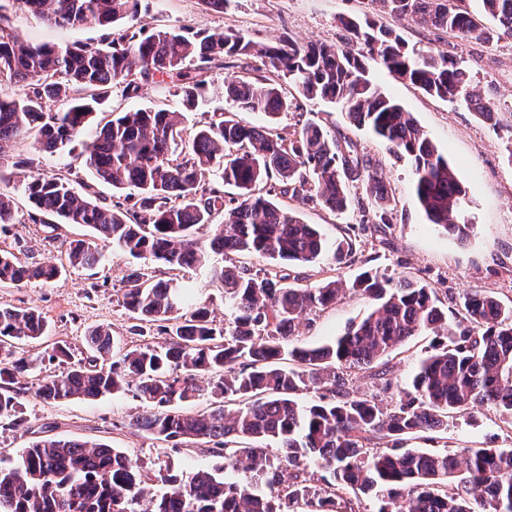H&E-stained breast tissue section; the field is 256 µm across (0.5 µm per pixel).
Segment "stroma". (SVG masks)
I'll return each instance as SVG.
<instances>
[{"mask_svg": "<svg viewBox=\"0 0 512 512\" xmlns=\"http://www.w3.org/2000/svg\"><path fill=\"white\" fill-rule=\"evenodd\" d=\"M369 10L368 0H238L232 9L218 14L200 0H142L143 22L151 28L186 25L196 30L232 28L261 42L292 37L300 42L338 43L342 32L339 17H361ZM0 14L26 42L72 45L100 41L102 27H55L40 16L16 9L13 0H0ZM378 26L395 30L408 49L417 52L444 50L465 66L473 87L497 114L489 124L477 112L460 102L432 98L410 83L391 76L375 59L365 66L374 84L412 112L437 147L447 155L461 176L466 195L458 209L461 221L469 224L466 241L449 237L442 228L429 224L413 193L410 165L391 156L385 146L364 129L350 124L344 111L319 100H302L300 109H288L275 117L261 112H237L223 95L210 96L199 111L189 113V124L208 122L212 113L233 112L246 125H266L290 138L306 122H316L353 143L359 156L377 170L391 192L390 221L364 222L357 203L346 210L332 211L314 202L281 197L282 205L302 222L317 225L329 243L351 242L348 263L332 264L321 259L306 265L285 264L281 274L286 284L311 288L330 278L351 280L365 270L393 276H409L434 288L449 321L459 318L456 302L460 295L478 290L512 305V39H469L458 42L447 33L422 27L407 19L378 14ZM33 158L35 168L45 173L69 174L75 186L91 185L105 202L125 205L124 192L94 180L76 156L50 157L36 153L32 140H20L0 156V168L10 169L18 156ZM14 198V221L0 228V249L13 252L24 262L60 261L64 241L84 237L87 229L77 224H36L32 207L17 182L0 188ZM134 261L116 250H107L95 273L80 268L67 272L49 284L31 282L0 288V303L38 308L48 325V335L29 345L35 364L21 377L23 427L0 423V460L13 459L16 452L43 438L81 439L102 442L123 451L142 473L154 476L178 474L195 468L225 469L224 459L208 451L206 445L186 443L179 447L152 439L132 428L133 417L146 407L133 396H107L93 401L72 400L47 404L34 396L39 379L66 371L68 364L86 362L91 352L85 342L87 332L99 325L112 328L120 346L130 348L139 338L131 334L134 323L122 305L125 277ZM373 299L353 295L302 321L295 344L314 346L340 335L352 322L370 314ZM63 342L70 348L68 362L53 358L52 346ZM430 339L410 338L391 354L382 367L393 385H402L415 371L428 349ZM386 379V380H387ZM444 445L451 448H507L512 433L504 427L497 411L476 410L449 429Z\"/></svg>", "mask_w": 512, "mask_h": 512, "instance_id": "stroma-1", "label": "stroma"}]
</instances>
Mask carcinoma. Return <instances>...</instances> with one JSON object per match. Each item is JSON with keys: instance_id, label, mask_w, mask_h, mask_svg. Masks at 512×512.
<instances>
[{"instance_id": "cac0c4a2", "label": "carcinoma", "mask_w": 512, "mask_h": 512, "mask_svg": "<svg viewBox=\"0 0 512 512\" xmlns=\"http://www.w3.org/2000/svg\"><path fill=\"white\" fill-rule=\"evenodd\" d=\"M56 27L94 24L107 30L98 43H24L0 15V153L16 139L35 149L79 157L92 176L134 200L111 206L64 174L32 171L24 192L41 224H80L87 239L69 242L71 267L94 269L104 250L173 271L155 280L146 268L126 279L123 306L137 320L133 334L155 325L170 336L114 351L109 325L88 331L92 363L43 377L35 397L46 403L95 400L132 392L149 411L133 426L164 442L203 441L224 457V470L243 469L254 485L197 469L183 478L159 475L154 490L137 464L106 443L44 438L0 465V512H361L364 495L375 512H512V448H404L409 435L431 441L458 417L490 406L512 429V306L478 291L458 302L461 319L448 326V309L418 279L369 271L353 281L326 280L312 288L283 284L284 262L313 263L327 254L342 263L351 249L328 241L272 198V192L316 201L331 210L351 202L350 184L367 179L369 202L360 205L374 224L389 223L391 196L382 177L367 170L353 145L307 122L291 139L266 126H245L215 112L186 131V113L210 91L238 108L273 118L291 107L288 87L308 100L339 105L349 121L369 128L398 158L413 164L415 196L430 223L463 241L469 225L451 219L466 195L458 172L412 113L383 94L363 58L378 59L396 79L441 100H462L491 120L470 75L444 50L414 53L404 39L368 18L340 19L339 45L300 44L283 37L255 41L239 31L147 29L140 0H16ZM379 11L409 18L459 39L512 38V0H481L488 29L452 0H370ZM261 60L262 74L249 61ZM241 69L217 86L216 71ZM167 84L183 109L163 106L118 112L105 123L112 89L133 98L147 84ZM261 184L270 186L260 193ZM238 189L227 200L224 186ZM221 223H215L217 216ZM208 230L207 239L196 234ZM248 253L265 259L264 272L229 267L222 257ZM208 267L210 284L234 314V327H214L204 304L193 303L179 272ZM63 266L26 263L0 250V287L50 283ZM378 307L345 332L317 346L291 336L307 315L349 294ZM433 336L428 354L387 404L355 390L344 370L379 379L378 364L413 336ZM47 335L32 308L0 305V421L22 425L21 391L13 384L32 369L24 347ZM310 394L304 403L299 396ZM208 396V407L188 406ZM277 445L276 461L263 443ZM323 472L314 479L311 468Z\"/></svg>"}]
</instances>
